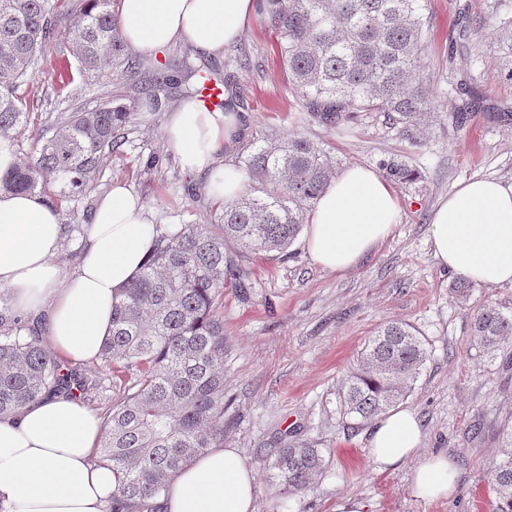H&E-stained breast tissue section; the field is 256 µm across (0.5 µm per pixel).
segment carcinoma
Wrapping results in <instances>:
<instances>
[{"mask_svg": "<svg viewBox=\"0 0 512 512\" xmlns=\"http://www.w3.org/2000/svg\"><path fill=\"white\" fill-rule=\"evenodd\" d=\"M115 0H82L59 17L49 0H0V134L25 127L18 94L38 56L61 36L84 74L106 62L138 73L139 62L122 35ZM288 83L304 111L335 127L355 112H385L405 135L424 120L429 89L419 74L428 32L425 0H263ZM495 53L512 82V0H492ZM448 62L459 63V112L481 109L475 67L483 51L477 19L468 7L456 20ZM186 59L172 60L144 80L141 92L157 95L179 83ZM130 109L105 100L92 111L59 117L35 155L0 177V191L44 194L58 182L62 194L91 192L105 155L118 146ZM246 190L224 203L218 224H181L158 236L142 273L119 290L112 330L100 357L109 369L131 372L127 394L104 421L100 461L116 483L109 512H164L161 499L176 474L209 448L224 444V286L252 282L224 254L234 241L251 253L284 252L305 224L307 208L336 176L326 151L299 133L239 157ZM387 177L406 182L402 162L384 164ZM474 285L465 278L452 295L469 304ZM472 335L486 351L512 336V313L492 304L472 306ZM428 358L412 325L393 321L357 356L342 399L347 413L367 421L407 399ZM102 387L92 369H70L52 355L36 327L9 306L0 309V418L43 396L80 398ZM489 473L495 512H512V448ZM269 478L286 493L323 475L324 458L307 445L275 448L263 460Z\"/></svg>", "mask_w": 512, "mask_h": 512, "instance_id": "obj_1", "label": "carcinoma"}]
</instances>
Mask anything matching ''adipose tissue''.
<instances>
[{
    "mask_svg": "<svg viewBox=\"0 0 512 512\" xmlns=\"http://www.w3.org/2000/svg\"><path fill=\"white\" fill-rule=\"evenodd\" d=\"M257 13V0H118L129 47L155 53L181 40L217 54L237 41ZM234 113L183 102L170 116L164 144L181 166L206 173V190L230 201L245 177L214 162L237 132ZM400 205L392 186L373 170L343 169L316 201L304 245L320 268L358 267L392 234ZM65 234L58 208L28 193H0V287L14 310L41 319V337L71 363L99 357L112 328L117 291L142 271L157 237L143 201L124 184L101 197L85 227L83 254L73 272L55 261ZM435 260L473 284H512V184L475 178L456 186L434 211ZM104 426L79 400L52 396L0 419V512H105L115 477L96 462ZM423 430L416 413L397 408L369 431V458L380 471L413 462L416 495L450 497L458 464L448 453L419 456ZM165 512H256L255 474L236 448H212L175 476Z\"/></svg>",
    "mask_w": 512,
    "mask_h": 512,
    "instance_id": "obj_1",
    "label": "adipose tissue"
}]
</instances>
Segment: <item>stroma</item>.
<instances>
[{
	"mask_svg": "<svg viewBox=\"0 0 512 512\" xmlns=\"http://www.w3.org/2000/svg\"><path fill=\"white\" fill-rule=\"evenodd\" d=\"M462 1L427 0L422 75L432 109L411 140L381 112L356 113L337 127L310 118L288 89L275 38L260 16L222 53L178 41L140 57L146 74L182 57L230 71L243 135L222 144L215 163L236 162L243 144L298 132L321 144L339 167L359 164L377 171L384 162L402 160L415 174L393 185L401 217L392 237L346 273L315 265L299 238L283 253L254 254L234 242L226 245L253 286L224 291V445L240 449L256 471L257 512H280L283 502L289 512H335L347 494L366 500L371 512H494L488 473L512 433V338L492 355L476 343L470 312L450 291L456 276L438 265L429 238L432 211L459 183L477 177L512 183V121L500 118L512 112V84L495 65L491 23L478 30L484 106L465 125L456 122L457 76L448 67V35ZM237 58L244 66H234ZM71 59L66 40H56L33 79L20 87L29 112L25 129L14 135L20 159H27L59 113L92 110L109 97L131 105L133 116L95 190L58 202L63 223L78 225L67 232L58 264L68 272L77 267L79 227L116 182L142 199L150 223H215L222 207L207 194L205 173L184 170L164 145V126L182 102L181 93L152 106L136 79L115 68L99 78L77 74L59 85V66ZM396 320L413 325L428 342V359L405 405L422 422L423 452L445 451L458 463L456 490L445 500L416 497L410 465L377 471L367 454L370 422L347 415L341 401L342 381L365 342ZM293 443L318 448L326 468L316 484L286 496L268 478L262 458Z\"/></svg>",
	"mask_w": 512,
	"mask_h": 512,
	"instance_id": "35a3bbf8",
	"label": "stroma"
}]
</instances>
